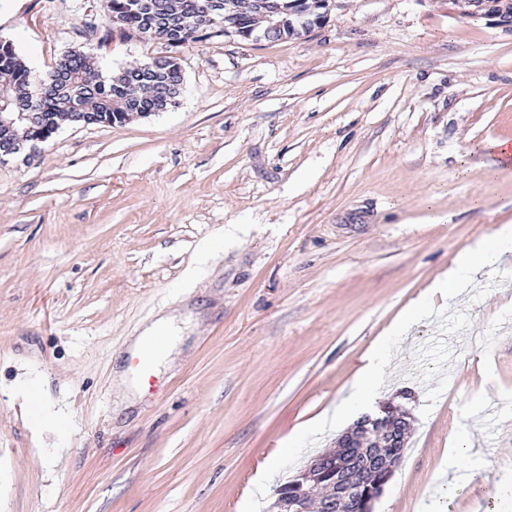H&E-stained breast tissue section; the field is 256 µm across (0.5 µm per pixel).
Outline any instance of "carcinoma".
Wrapping results in <instances>:
<instances>
[{
    "instance_id": "1",
    "label": "carcinoma",
    "mask_w": 512,
    "mask_h": 512,
    "mask_svg": "<svg viewBox=\"0 0 512 512\" xmlns=\"http://www.w3.org/2000/svg\"><path fill=\"white\" fill-rule=\"evenodd\" d=\"M109 26L130 36L173 48L196 41L199 33L224 24V15L206 14L209 0H106ZM241 35L262 28L257 0H240ZM181 67L170 62L145 75L138 67L103 74L97 57L79 47L66 50L52 70L35 75L14 45L0 44V89L26 97L33 121L0 125V140L53 135L64 124H124L138 112H162L178 98Z\"/></svg>"
}]
</instances>
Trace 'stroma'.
<instances>
[{
  "label": "stroma",
  "mask_w": 512,
  "mask_h": 512,
  "mask_svg": "<svg viewBox=\"0 0 512 512\" xmlns=\"http://www.w3.org/2000/svg\"><path fill=\"white\" fill-rule=\"evenodd\" d=\"M104 0H0L35 71L74 46L103 73L163 52ZM175 106L62 127L0 163V512H265L332 449L316 423L463 249L512 223V33L451 0H334L296 39L176 51ZM390 347L410 414L373 512H512V241ZM190 317L134 404L112 387L160 310ZM411 399H404V391ZM476 434L484 465L436 473Z\"/></svg>",
  "instance_id": "35a3bbf8"
}]
</instances>
